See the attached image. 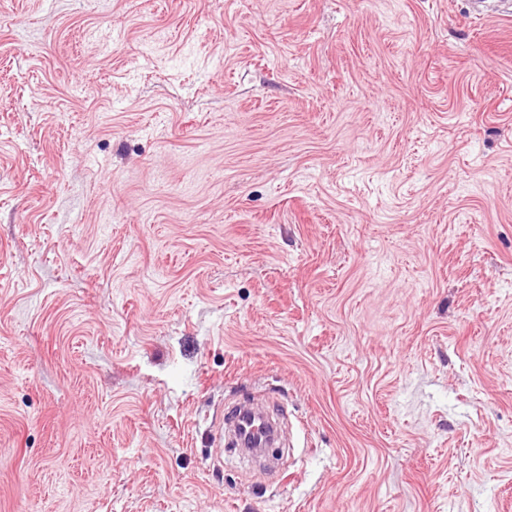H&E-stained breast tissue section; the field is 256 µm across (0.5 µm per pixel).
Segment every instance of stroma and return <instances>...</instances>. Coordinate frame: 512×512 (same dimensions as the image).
Masks as SVG:
<instances>
[{
  "label": "stroma",
  "instance_id": "1",
  "mask_svg": "<svg viewBox=\"0 0 512 512\" xmlns=\"http://www.w3.org/2000/svg\"><path fill=\"white\" fill-rule=\"evenodd\" d=\"M0 512H512V16L0 0Z\"/></svg>",
  "mask_w": 512,
  "mask_h": 512
}]
</instances>
